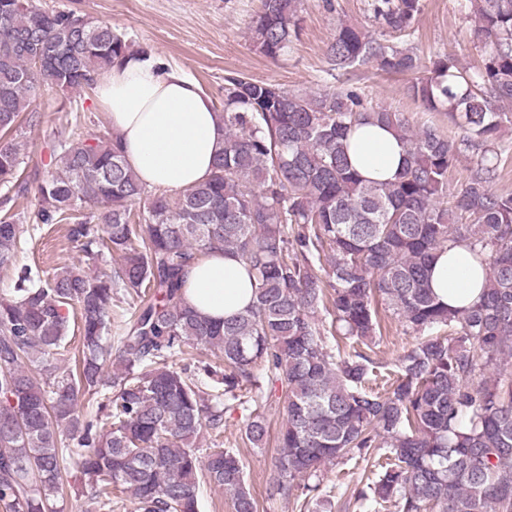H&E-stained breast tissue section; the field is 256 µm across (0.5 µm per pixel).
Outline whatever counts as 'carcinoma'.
<instances>
[{"label": "carcinoma", "mask_w": 512, "mask_h": 512, "mask_svg": "<svg viewBox=\"0 0 512 512\" xmlns=\"http://www.w3.org/2000/svg\"><path fill=\"white\" fill-rule=\"evenodd\" d=\"M471 2L483 49L473 75L447 55L425 69L389 41L414 33L422 0H371L381 37L342 24L327 50L339 68L371 63L408 78L411 99L448 113L462 139L355 90L292 94L228 74L212 173L173 195L142 185L116 134L79 123L57 133L49 169L22 168L42 82L94 88L134 48L110 25L0 0V267L16 274L0 296L3 512H48L68 455L92 512H112V495L125 492L135 512H199L201 473L230 495L232 512H258L240 454L202 456L191 442L204 426L223 433L224 414L238 410L245 438L261 446L271 403L284 415L274 479L283 494L300 492L303 510L334 507L310 479L354 458L374 467L352 494L371 512H512V193L492 190L512 158L496 148L512 125V0ZM301 4L261 0L251 21L261 54H284ZM367 121L403 142L393 181H365L351 166L348 136ZM464 145L480 154L450 193ZM31 188L34 223L64 225L88 262L109 254L112 274L63 266L43 281L16 266L13 205ZM451 243L467 244L485 269L480 302L467 308L439 303L429 285L434 253ZM216 250L254 280L252 302L221 323L185 300L192 265ZM120 289L136 304L114 329ZM72 305L79 360L57 374L48 356L68 336ZM382 305L416 338L391 366L372 357ZM187 345L224 369L175 366ZM100 393L94 416L76 414Z\"/></svg>", "instance_id": "carcinoma-1"}]
</instances>
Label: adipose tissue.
Returning a JSON list of instances; mask_svg holds the SVG:
<instances>
[{
  "label": "adipose tissue",
  "instance_id": "1",
  "mask_svg": "<svg viewBox=\"0 0 512 512\" xmlns=\"http://www.w3.org/2000/svg\"><path fill=\"white\" fill-rule=\"evenodd\" d=\"M97 93L127 163L146 188L179 192L207 180L224 140V117L191 78L158 56L137 52L100 79ZM348 152L371 181L393 180L403 162L397 136L374 122L351 133ZM484 277L468 246L451 245L437 253L431 287L441 303L465 308L478 302ZM252 298L253 280L235 255L215 252L190 270L186 300L202 315L224 319Z\"/></svg>",
  "mask_w": 512,
  "mask_h": 512
}]
</instances>
